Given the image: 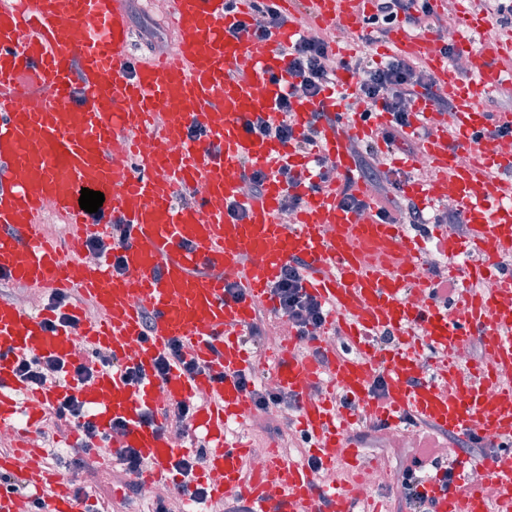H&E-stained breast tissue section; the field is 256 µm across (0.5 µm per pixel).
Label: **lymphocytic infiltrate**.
<instances>
[{
    "label": "lymphocytic infiltrate",
    "mask_w": 512,
    "mask_h": 512,
    "mask_svg": "<svg viewBox=\"0 0 512 512\" xmlns=\"http://www.w3.org/2000/svg\"><path fill=\"white\" fill-rule=\"evenodd\" d=\"M400 23L420 38L432 32L443 33L450 26L449 19L436 11L430 0H375L372 14L363 17L362 32L358 36L362 50L350 58L336 57L331 39L323 37L312 40L306 34H299L283 49L288 61V90L278 96L274 103L275 111L280 114L279 121L252 120L248 123L249 131L283 142H294L302 151L313 150L321 125L333 124L335 117L328 109L316 110L308 129L296 132L291 117V99L297 95L316 99L322 97L324 92L335 89L337 72L344 69L358 76L357 97L369 100L390 114V123L382 129L386 144L394 147L406 144V129L411 124L412 105L418 96H427L439 112L450 111L451 105L447 97L436 89L435 81L427 74L422 60L395 55L376 66L368 61L367 48L384 41L391 28ZM351 153L360 179L377 183L378 190L367 201L355 194L351 185H344L342 206L360 214L371 210L376 217L392 222L401 218L411 224L421 223L422 214L417 206L400 207L391 190L383 186V176L375 165V149L369 145H356ZM272 294L280 313L294 319L298 336L312 338L323 328L327 312L324 305L305 292L300 261L284 266ZM17 372L33 385L68 379L82 384L92 379L94 368L87 363L69 368L48 359L38 365L19 362Z\"/></svg>",
    "instance_id": "obj_1"
}]
</instances>
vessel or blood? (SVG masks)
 <instances>
[{
    "label": "vessel or blood",
    "mask_w": 512,
    "mask_h": 512,
    "mask_svg": "<svg viewBox=\"0 0 512 512\" xmlns=\"http://www.w3.org/2000/svg\"><path fill=\"white\" fill-rule=\"evenodd\" d=\"M286 23L268 41L244 34L252 0H175L180 34L171 58L137 61L124 0H0V275L45 294L77 293L100 311L97 320L71 307L77 329L49 332L50 310L24 309L0 299V428L25 415L17 448L0 453V512H86L82 497L47 463L30 464L23 449L38 429V411L75 398L99 429L88 454L114 464L115 448L138 450L145 466L139 477L159 480L185 448L166 430V411L206 389L209 399L196 407L187 426L203 450L201 469L220 472L235 486L250 512H355L364 493L355 487L319 485L308 465L268 456L262 473L244 478L248 443L230 441L224 431L250 405L238 383L255 373L258 359L245 336L257 306L275 311L271 285L295 258L304 262L303 286L328 310L324 331L311 341L272 353L277 387L293 397L299 429L323 467H334L350 447L345 436L360 415L399 424L425 419L451 434L492 437L494 452L472 459L455 456L457 481L443 487L427 478L423 489L435 512H512V161L490 148L489 129L512 113L482 110V97L512 89V37L491 35L487 14L463 12L459 51L468 54L469 80H461L448 58L429 40L394 26L379 54L420 57L448 96L451 112L435 111L426 96L417 99L408 134L418 139L433 170L408 183L406 194L426 206L449 195L472 225L470 241L444 242L449 257L485 248L501 259L499 289L493 296L479 284L488 270L462 269L453 307L427 302L417 307L409 292L428 286L426 262L406 228L358 215L341 205L340 192L314 189L309 169L317 157L331 159L336 180L352 176L354 139L375 135L388 120L345 117L344 104L305 97L292 100V118L304 128L318 105L340 112L323 127L314 151L293 143L252 135L245 122L273 118L285 75L280 46L300 32L308 15L322 26L350 31V21L371 11L373 0H276ZM248 69H241L242 58ZM83 100L73 103L75 90ZM198 137H190V129ZM165 145L149 156L145 141ZM123 145L115 153L114 145ZM477 155L463 166L460 151ZM288 162L302 180L289 186L268 179L261 196L241 187L245 163L265 170ZM103 193L104 221L90 223L79 205L82 189ZM188 202H177L178 193ZM300 196L291 224L281 220L286 195ZM239 201L244 218L227 205ZM69 224L66 240L46 237L45 206ZM108 235L123 259V272L107 260L81 262L86 238ZM235 270L237 296L225 290L224 273ZM151 311L150 330L142 311ZM388 336L381 354L370 353L373 335ZM342 336L355 356L336 354L330 336ZM202 367L195 377L172 370L155 374L157 359L171 341ZM490 347L494 361L481 368L448 363L446 355L472 341ZM440 355L424 371L422 350ZM112 359L90 384L46 383L32 388L16 373L20 358L53 357L66 364L93 354ZM381 363L386 395L370 394L374 363ZM137 367L139 386L122 379L124 366ZM321 379L319 399L307 396ZM123 422L113 435L114 422ZM487 475L470 482L471 471Z\"/></svg>",
    "instance_id": "vessel-or-blood-1"
}]
</instances>
